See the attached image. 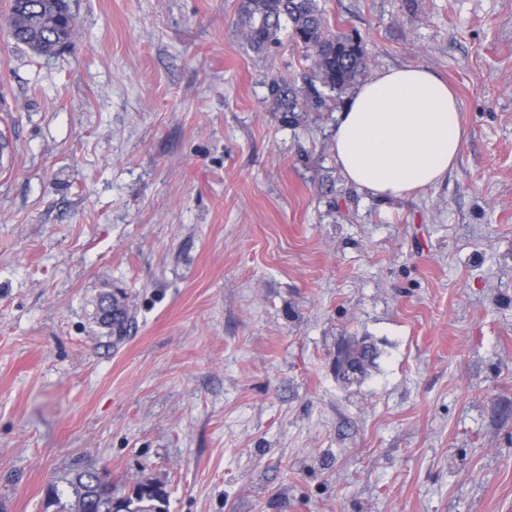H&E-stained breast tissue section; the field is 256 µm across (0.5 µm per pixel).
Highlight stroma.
Listing matches in <instances>:
<instances>
[{"label": "stroma", "mask_w": 512, "mask_h": 512, "mask_svg": "<svg viewBox=\"0 0 512 512\" xmlns=\"http://www.w3.org/2000/svg\"><path fill=\"white\" fill-rule=\"evenodd\" d=\"M239 3L69 0L53 57L0 28V512L91 465L169 512H512V0H319L362 79L460 101L454 168L385 202L330 151L351 89L282 122L266 82L308 63ZM107 295V294H105ZM101 296L98 302V320L100 325L109 329L113 335L119 339L126 335L129 324L128 311L122 307L118 300L112 296V311L105 310L102 307L103 298ZM133 482L131 492L123 497V512H168L169 492L166 484L159 480H151L150 484Z\"/></svg>", "instance_id": "1"}]
</instances>
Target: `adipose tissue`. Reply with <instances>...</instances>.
I'll return each mask as SVG.
<instances>
[{
  "mask_svg": "<svg viewBox=\"0 0 512 512\" xmlns=\"http://www.w3.org/2000/svg\"><path fill=\"white\" fill-rule=\"evenodd\" d=\"M463 135L445 81L421 66L389 68L338 112L331 149L348 183L384 201L408 199L447 176Z\"/></svg>",
  "mask_w": 512,
  "mask_h": 512,
  "instance_id": "obj_1",
  "label": "adipose tissue"
}]
</instances>
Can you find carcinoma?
Listing matches in <instances>:
<instances>
[{
  "instance_id": "1",
  "label": "carcinoma",
  "mask_w": 512,
  "mask_h": 512,
  "mask_svg": "<svg viewBox=\"0 0 512 512\" xmlns=\"http://www.w3.org/2000/svg\"><path fill=\"white\" fill-rule=\"evenodd\" d=\"M241 19L242 39L254 51L279 43L281 31L289 29L291 40L311 61L302 80L312 89L319 84L340 92L366 67L361 46L344 44L349 35L328 33L318 0H244ZM4 24L17 45L38 55L51 56L73 45L75 27L68 0H12ZM266 86L277 111L285 117L295 115L298 91L292 81L274 75ZM98 320L119 338L127 333L128 311L115 298L112 309L98 307ZM105 490L96 467L65 473L49 484L43 512H103L101 495ZM123 501L124 512H168L169 492L162 481L145 485L136 480Z\"/></svg>"
}]
</instances>
